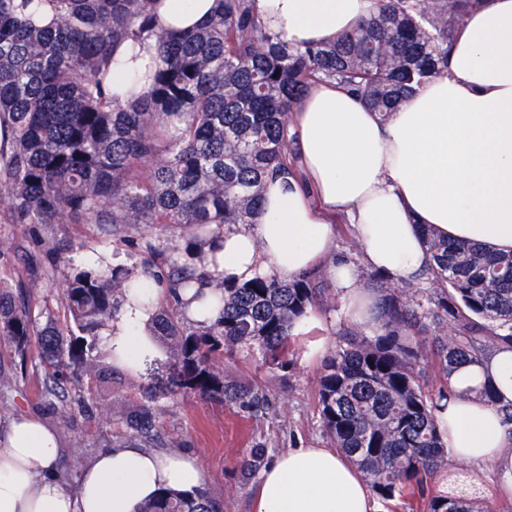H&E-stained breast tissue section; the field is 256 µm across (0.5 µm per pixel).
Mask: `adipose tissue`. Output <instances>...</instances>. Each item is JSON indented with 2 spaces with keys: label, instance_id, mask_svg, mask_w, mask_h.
<instances>
[{
  "label": "adipose tissue",
  "instance_id": "ef3b65f1",
  "mask_svg": "<svg viewBox=\"0 0 512 512\" xmlns=\"http://www.w3.org/2000/svg\"><path fill=\"white\" fill-rule=\"evenodd\" d=\"M376 0H252L254 13L288 45L325 43L350 30ZM214 0H162L161 21L189 30L210 19ZM162 63L155 41L122 46L104 84L121 95L147 91ZM305 180L269 182L256 221L224 236L214 271L243 283L290 279L327 266L353 323L373 324L377 295L353 261L337 257L334 224L345 218L365 265L389 283L415 282L430 263L423 229L460 243L512 253V0H485L455 33L444 75L381 119L333 81L315 83L292 113ZM154 308L124 303L100 332L112 363L158 357ZM492 389L496 402L480 392ZM512 346L449 376L435 410L455 461L490 465L512 495ZM65 450L55 428L17 417L0 426V512H142L161 491L184 493L205 474L190 454H159L125 442L97 453L77 487L56 470ZM255 512H373L371 491L333 448H293L262 473Z\"/></svg>",
  "mask_w": 512,
  "mask_h": 512
}]
</instances>
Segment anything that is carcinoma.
I'll return each mask as SVG.
<instances>
[{"instance_id": "cac0c4a2", "label": "carcinoma", "mask_w": 512, "mask_h": 512, "mask_svg": "<svg viewBox=\"0 0 512 512\" xmlns=\"http://www.w3.org/2000/svg\"><path fill=\"white\" fill-rule=\"evenodd\" d=\"M32 0H0V208L14 224H95L148 256L141 265L71 263L56 307L0 275V344L25 371L31 342L43 367L42 398L83 412L100 384H116L100 331L126 301L156 307L154 335L172 342L167 379L143 385L130 433L158 437L157 402L198 395L255 408L263 393L229 379L215 360L254 345L284 367L293 329L308 311L336 304L323 271L226 284L196 253L224 247V233L255 223L266 179L286 173L290 114L309 86L343 85L382 118L443 74L455 29L484 0H377L375 12L325 44L289 46L266 30L252 0H216L204 27L177 35L157 19L162 0H42L47 25L24 15ZM153 39L162 65L150 88L122 101L103 84L121 44ZM177 228L183 245L152 234ZM428 285L374 279L379 318L354 325L318 379L326 436L379 499L418 496L423 512H490L464 492H428L448 448L435 409L460 365L512 345V255L458 244L423 229ZM166 288L141 294L143 279ZM208 285L217 317L188 318L179 292ZM435 365L438 397L420 384ZM143 512H224L204 488L161 492Z\"/></svg>"}]
</instances>
